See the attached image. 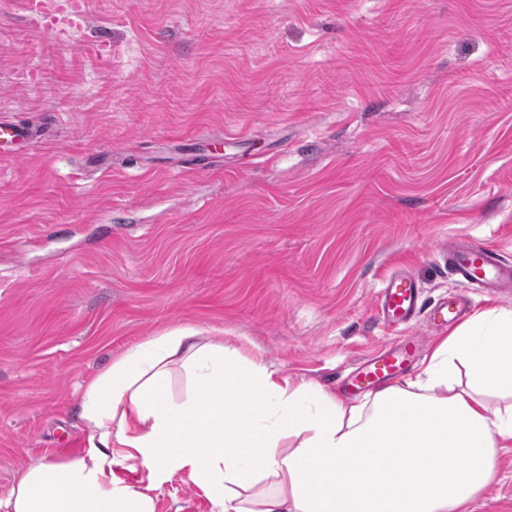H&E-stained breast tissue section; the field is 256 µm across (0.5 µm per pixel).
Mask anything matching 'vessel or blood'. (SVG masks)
<instances>
[{
  "label": "vessel or blood",
  "instance_id": "vessel-or-blood-1",
  "mask_svg": "<svg viewBox=\"0 0 512 512\" xmlns=\"http://www.w3.org/2000/svg\"><path fill=\"white\" fill-rule=\"evenodd\" d=\"M448 269L457 280L482 288L512 286V266L494 252L477 245H455L448 249ZM419 290L405 272L393 274L378 292L377 307L382 320L391 326L411 321L418 311ZM415 349L414 339H406L384 350L360 370L355 384H372L400 373Z\"/></svg>",
  "mask_w": 512,
  "mask_h": 512
}]
</instances>
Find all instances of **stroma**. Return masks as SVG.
Masks as SVG:
<instances>
[{
    "label": "stroma",
    "instance_id": "1",
    "mask_svg": "<svg viewBox=\"0 0 512 512\" xmlns=\"http://www.w3.org/2000/svg\"><path fill=\"white\" fill-rule=\"evenodd\" d=\"M0 0V497L86 446L79 387L180 327L339 395L465 289L449 242L512 264V0H86L57 37ZM409 273L423 314L375 299ZM154 512H218L117 468ZM472 512H512V448ZM418 300L419 290L413 278L406 272H397L384 281L377 307L382 320L395 327L415 317Z\"/></svg>",
    "mask_w": 512,
    "mask_h": 512
}]
</instances>
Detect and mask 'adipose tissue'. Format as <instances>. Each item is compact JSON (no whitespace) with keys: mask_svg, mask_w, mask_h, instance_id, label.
Masks as SVG:
<instances>
[{"mask_svg":"<svg viewBox=\"0 0 512 512\" xmlns=\"http://www.w3.org/2000/svg\"><path fill=\"white\" fill-rule=\"evenodd\" d=\"M176 367L193 385L180 402ZM79 416L83 455L22 472L0 512H153L116 477L128 462L181 471L221 512H469L512 447V308L476 313L415 376L359 400L177 328L112 361Z\"/></svg>","mask_w":512,"mask_h":512,"instance_id":"1","label":"adipose tissue"}]
</instances>
